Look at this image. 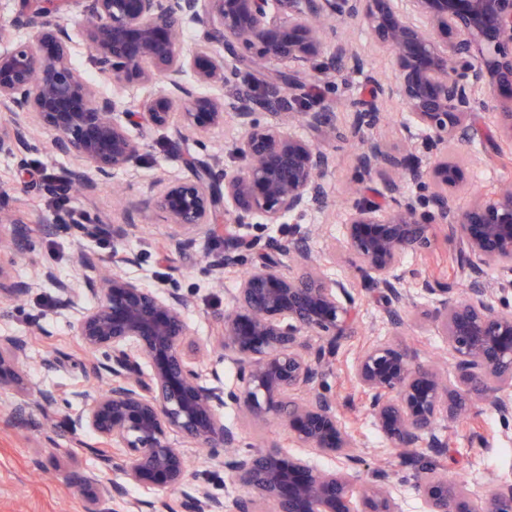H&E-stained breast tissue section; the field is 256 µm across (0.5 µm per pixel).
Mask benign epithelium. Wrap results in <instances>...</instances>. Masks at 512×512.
I'll use <instances>...</instances> for the list:
<instances>
[{
	"mask_svg": "<svg viewBox=\"0 0 512 512\" xmlns=\"http://www.w3.org/2000/svg\"><path fill=\"white\" fill-rule=\"evenodd\" d=\"M81 33L98 71L120 85L163 88L143 112H129L98 93L71 62L74 28L70 8L20 0L19 9L0 25V108L13 113L0 131V153L24 162L37 129L53 133V149L75 159L65 176L41 190L64 195L73 188L92 195L118 171H133L141 145L128 126L143 121L166 130L172 142L193 132L201 136L231 127L230 151L240 161L215 168L191 160L190 176L157 180L151 208L169 228L174 252L190 249L215 231L219 219L238 226L283 224L310 209H325L324 178L333 155L295 127H316L321 113L308 103L306 88L325 81L317 67L325 55L352 72L366 59L330 20H356L388 51L395 75L380 86L378 98L356 105L357 125L374 128L385 104L397 98L416 130L423 153L390 152L369 139L360 157L363 169L383 182L391 204L360 195L348 206L344 246L355 270L386 302L385 320L393 334L405 322L401 309H420L448 347L454 380L413 362L390 341L363 346L351 376L376 427L391 448L435 460L418 470L415 487L424 512H512V482H496L474 496L441 471L448 437L441 423L464 419L480 401L501 418H512V185L458 204L467 185L465 168L450 154L474 137L476 112L494 115L498 135L487 141L485 156L500 159L512 149V0H80ZM55 13L54 22L44 19ZM190 23L201 25L196 45L179 39ZM27 30L32 41L9 38ZM193 80H188V75ZM202 84L224 90L204 95ZM269 119L262 120L259 115ZM399 173L420 184L416 194L391 178ZM444 237L460 242L457 263L466 275L463 294L447 283L423 279L419 306L404 288L403 258L425 257ZM136 216L112 227L121 241L138 231ZM311 232L288 240L260 243L228 235L224 252L210 261L218 281L238 270L246 253L259 263L238 280L224 315L216 319L213 351L236 368L230 386L218 377L208 383L198 365L200 348L192 339L186 298L163 284L148 288L122 268L137 263L115 245L103 258L83 252L82 288L61 279L49 266L35 278L16 280L0 262V298L12 300L34 288L55 290V306L75 314V328L90 356L89 368L105 382L103 390L76 395L80 408L57 392L33 388L27 377L30 342L26 336H0V390L22 397L16 412L53 413L71 434L88 430L102 447L90 448L99 470L83 476L85 512H106L107 502L123 498L128 487L147 493L182 489L176 507L164 499L139 501L150 512H399L381 483L357 486L351 471L361 462L355 437L337 413L336 398L324 387L325 368L350 336L356 296L348 279H331L326 255L314 256ZM18 226L0 246L25 251ZM289 255L283 263L279 255ZM495 269L493 282L487 270ZM97 297L78 308L80 290ZM319 343L311 347L306 337ZM239 408L256 418H276L300 447L294 452L242 449L239 428L224 422L221 410ZM209 449L224 468V480L243 488L226 500L201 485H190L187 453L171 434ZM336 465L321 470L314 458ZM116 470L122 479L104 472Z\"/></svg>",
	"mask_w": 512,
	"mask_h": 512,
	"instance_id": "1",
	"label": "benign epithelium"
}]
</instances>
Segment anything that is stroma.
Instances as JSON below:
<instances>
[{"instance_id":"1","label":"stroma","mask_w":512,"mask_h":512,"mask_svg":"<svg viewBox=\"0 0 512 512\" xmlns=\"http://www.w3.org/2000/svg\"><path fill=\"white\" fill-rule=\"evenodd\" d=\"M336 28L342 38L366 57L368 66L361 74L332 71L329 83L320 85L315 92L316 109L322 114L321 129L314 131L303 125L298 128L299 134L318 142L335 157V167L324 179L330 204L322 211H308L295 225L253 224L245 227L244 232L260 240L274 237L284 241L295 227L317 225L320 232L310 239L309 246L316 253L335 251L334 271L342 275L351 271L346 254L340 250L351 194L356 190L372 195L384 191L382 181L359 166L362 143L376 138L392 151H403L407 146L405 127L409 115L394 99L378 127L358 134L353 132L356 102L371 96L373 81L385 83L391 80L394 65L390 53L376 46L368 30L358 22L340 21ZM89 58L86 41L82 36H75L74 66L96 90L116 96L130 111H140L143 103L154 94L155 89L151 86L115 85L111 77L99 73L91 65ZM476 127L478 132L474 140L457 151L469 180L459 198L463 205L487 187L512 181V166H492L485 159L483 145L494 131L492 116L478 114ZM129 132L144 146L136 174L118 173L109 185L92 196L57 198L37 190L36 185L43 174L60 172L72 164L71 158L53 151L52 133L37 132L25 165H18L14 157L0 154V205L19 219L27 234V254L16 259L12 267L18 278L31 279L36 264L41 263L54 267L63 278L80 281L81 252L105 255L112 250L111 238L88 237L82 231L83 226L121 224L126 213L147 209L158 173H165L171 179L187 176L184 156L215 160L226 168L238 164L228 151V139L221 129L201 140L189 139L177 153L169 151L164 131L133 125ZM167 237L168 228L159 219L145 225L142 232L128 236L122 246L136 254L138 262L126 267L125 272L143 278L150 287L161 281L179 289L188 300L187 317L196 330L195 339L209 354V370L215 371L224 384H232L234 367L219 362L212 353V317L223 312L237 277L233 274L225 276L223 284L218 285L207 273L211 256L224 249V238L220 235L199 238L191 250L177 255L166 249ZM39 323L47 327V335L37 334L35 326ZM388 333L381 301L375 294L362 293L358 301L356 333L340 350L324 383L336 394L344 422L355 426L357 451L365 460L354 474L355 482H375L377 470L386 469L401 512H423V503L415 488L413 464L400 463L388 449L363 410L361 395L349 374L361 345L369 340L387 338ZM0 335L30 337L28 378L33 386L63 394L76 389L91 392L101 389V381L85 374L80 366L86 352L73 327L72 317L56 313L52 288L34 289L17 301L1 300ZM400 341L410 351L414 362L442 363L445 375L453 376V368L445 362L446 345L432 329L410 328ZM50 354L56 355L57 362L48 367L42 359ZM15 403L13 394L0 392V512H84L86 490L79 478L96 468L97 462L83 452L81 446L95 444V436L85 433L76 437L63 428L54 433L47 432L40 412L16 416ZM474 415L481 422L480 430H473L463 421L455 424L450 431L444 463L449 479L464 482L474 495L479 496L492 481H512V420H502L481 407L475 409ZM224 419L240 426L244 445L266 451L293 446L287 430L275 420L255 419L234 407L225 408Z\"/></svg>"}]
</instances>
